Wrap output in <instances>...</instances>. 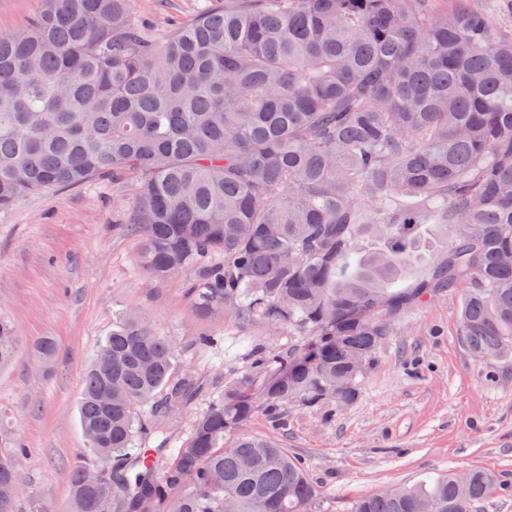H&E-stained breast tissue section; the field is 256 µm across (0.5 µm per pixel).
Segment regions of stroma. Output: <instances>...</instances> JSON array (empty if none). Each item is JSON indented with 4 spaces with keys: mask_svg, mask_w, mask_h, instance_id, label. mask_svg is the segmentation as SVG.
I'll list each match as a JSON object with an SVG mask.
<instances>
[{
    "mask_svg": "<svg viewBox=\"0 0 512 512\" xmlns=\"http://www.w3.org/2000/svg\"><path fill=\"white\" fill-rule=\"evenodd\" d=\"M203 4L136 0V10L162 34ZM135 206L132 181L102 175L0 210V319L23 341L0 372V455L18 442L35 451L19 464L13 512H30L38 500L53 512H70V467L86 448L78 412L83 376L116 311L141 309L178 339L219 332L229 346L241 335L223 316L197 320L186 278L160 281L137 266L138 239L126 231ZM460 299L456 292L405 312L352 403L317 411L289 406L282 441L317 483L319 512H349L361 496L451 468L495 472L499 483L482 510L512 512V367L478 361L468 351L459 334ZM45 337L57 346L49 369L30 349ZM184 362L204 390L174 422L177 443L224 376L244 365L218 362L211 348L189 350Z\"/></svg>",
    "mask_w": 512,
    "mask_h": 512,
    "instance_id": "obj_1",
    "label": "stroma"
}]
</instances>
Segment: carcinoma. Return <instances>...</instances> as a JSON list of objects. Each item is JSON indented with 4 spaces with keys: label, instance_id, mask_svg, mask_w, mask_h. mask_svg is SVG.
<instances>
[{
    "label": "carcinoma",
    "instance_id": "obj_1",
    "mask_svg": "<svg viewBox=\"0 0 512 512\" xmlns=\"http://www.w3.org/2000/svg\"><path fill=\"white\" fill-rule=\"evenodd\" d=\"M436 2L219 0L156 37L135 0H43L0 31V209L128 175L144 270L189 277L201 319L291 337L248 349L173 448L201 387L183 353L219 337L181 343L119 314L84 378L92 460L72 464L73 512H314L304 465L245 427L353 402L395 321L458 289L471 354L512 364V34ZM425 224L444 237L415 277ZM366 238L382 247L362 250ZM19 348L0 320V371ZM33 353L51 367L54 340ZM28 454L0 457V512ZM103 462L112 471L91 482ZM497 483L450 470L351 512H477Z\"/></svg>",
    "mask_w": 512,
    "mask_h": 512
}]
</instances>
